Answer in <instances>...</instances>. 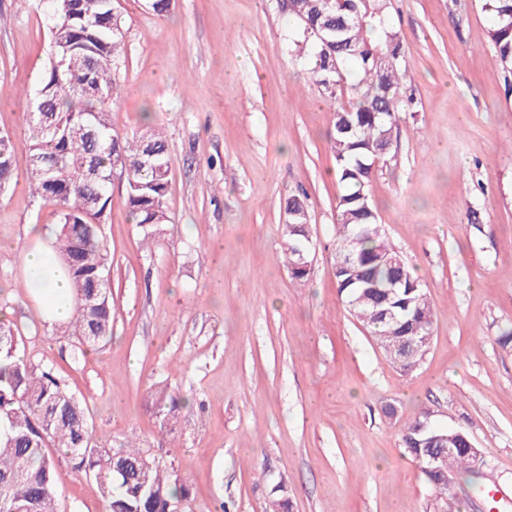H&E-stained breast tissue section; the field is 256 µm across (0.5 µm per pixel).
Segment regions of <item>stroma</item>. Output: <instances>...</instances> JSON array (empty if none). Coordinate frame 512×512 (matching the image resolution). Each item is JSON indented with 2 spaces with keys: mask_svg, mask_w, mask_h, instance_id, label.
<instances>
[{
  "mask_svg": "<svg viewBox=\"0 0 512 512\" xmlns=\"http://www.w3.org/2000/svg\"><path fill=\"white\" fill-rule=\"evenodd\" d=\"M126 22L122 136L156 129L170 151L168 224L144 244L112 181V341L77 354L22 282L32 224L55 207L25 175L0 193V320L33 361L85 396L99 446L136 438L187 479L186 512H435L401 441L422 411L464 429L481 476L462 474L463 512H512V83L480 0H389L414 105L400 113L371 195L389 243L427 286L428 353L395 369L336 288L331 112L286 45L283 0H175L157 15L119 0ZM46 0H0V131L25 142L48 53ZM305 192L308 278L285 262L290 195ZM186 398L165 422L158 389ZM57 512H103L95 479L58 461Z\"/></svg>",
  "mask_w": 512,
  "mask_h": 512,
  "instance_id": "35a3bbf8",
  "label": "stroma"
}]
</instances>
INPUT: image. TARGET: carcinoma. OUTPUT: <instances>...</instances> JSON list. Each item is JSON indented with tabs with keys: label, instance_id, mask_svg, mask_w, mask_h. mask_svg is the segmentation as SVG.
<instances>
[{
	"label": "carcinoma",
	"instance_id": "carcinoma-1",
	"mask_svg": "<svg viewBox=\"0 0 512 512\" xmlns=\"http://www.w3.org/2000/svg\"><path fill=\"white\" fill-rule=\"evenodd\" d=\"M492 19L495 62L512 75V0H480ZM51 23L47 62L26 116L29 141L18 150L0 133V192L20 166L35 193L59 215L54 256L75 285L76 306L63 324L86 353L112 341L110 255L103 224L112 200V178L126 182L131 219L152 240L169 222L168 143L159 132L130 138L115 133L110 107L122 93L125 24L114 0H48ZM301 33L288 51L310 67L323 97L333 104L330 139L341 194L335 278L349 313L376 344L393 347L413 327L432 331L433 307L423 280L384 237L370 186L374 169L392 146L397 114L412 102L403 90V43L390 23L388 0H284ZM347 103H337L342 92ZM283 224L288 268L297 280L309 274V214L304 199L288 197ZM391 308L395 319H382ZM429 345L409 351L396 368L423 362ZM181 403L155 395L162 420ZM93 420L80 397L52 368L21 350L18 333L0 325V512H56L57 460L94 477L106 512H165L167 502L188 498L191 485L128 441L118 448L93 443ZM402 442L421 466L454 436L444 471H423L437 512H459L448 475L475 473L461 429L439 430L427 413L406 423Z\"/></svg>",
	"mask_w": 512,
	"mask_h": 512
}]
</instances>
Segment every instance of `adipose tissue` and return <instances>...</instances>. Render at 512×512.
I'll use <instances>...</instances> for the list:
<instances>
[{"label":"adipose tissue","instance_id":"obj_1","mask_svg":"<svg viewBox=\"0 0 512 512\" xmlns=\"http://www.w3.org/2000/svg\"><path fill=\"white\" fill-rule=\"evenodd\" d=\"M29 232L39 244L28 252L26 261L29 268L45 272L41 294L46 302V318L53 324L65 323L74 310L73 285L61 263L51 262L50 248L43 245L44 239L50 238V231L33 224Z\"/></svg>","mask_w":512,"mask_h":512}]
</instances>
